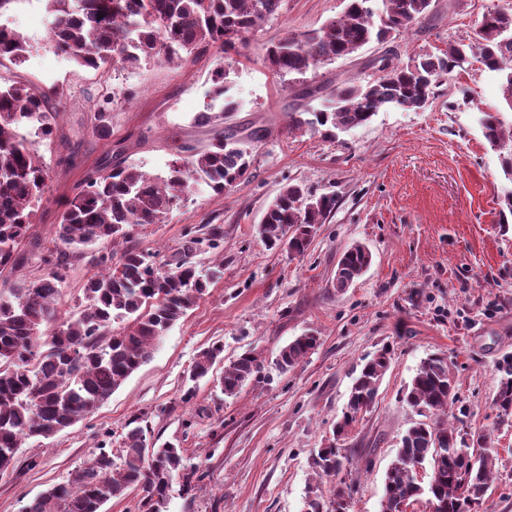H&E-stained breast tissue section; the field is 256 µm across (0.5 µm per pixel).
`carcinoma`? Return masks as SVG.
<instances>
[{"mask_svg": "<svg viewBox=\"0 0 512 512\" xmlns=\"http://www.w3.org/2000/svg\"><path fill=\"white\" fill-rule=\"evenodd\" d=\"M281 0H46L50 38L70 62L92 69L112 65L133 69L141 60L160 57L179 63L185 56L215 47L227 53L277 14ZM432 0H348L345 11L318 31L287 36L268 46L265 61L291 82L337 59L349 58L371 42L383 43L408 30L429 11ZM26 38L0 28V66L20 62ZM469 53L489 71L512 62V13H485L474 41L450 43L439 53H422L406 64L382 63V75L365 84H338L328 92L307 85L301 104L288 113V130L309 131L325 140L369 123L383 108L420 109L434 88ZM224 73L213 78V95L224 101L220 112H199L196 126L209 128L205 144L180 147L165 174H150L120 161L91 176L67 204L56 227L62 248L44 260L36 278L24 277L0 289V467H15L23 441L48 438L92 416L101 404L146 363L150 350L204 295L211 276L198 274L190 261L199 241L182 247L181 258L167 268L148 261L130 239L134 224H159L196 188L215 193L235 187L250 167L249 144L271 129L224 125L237 110L228 95ZM323 99L321 106L311 101ZM61 101L53 90L15 81L0 85V276L11 277L28 263L24 246L35 203L42 196L49 169L40 147L53 139ZM484 139L499 150L505 175L512 177V121L484 112ZM336 206L332 195L317 196L301 182H290L265 209L260 231L272 248L302 255L318 225ZM127 243L119 257L117 244ZM83 262L97 269L88 277L78 312L65 316L58 308L72 267ZM372 263L362 244L346 248L337 263L333 286L343 292ZM120 322L122 326L115 327ZM309 332L283 346L275 365L287 372L319 346ZM223 352L214 344L202 350L188 372L198 384L212 374ZM392 363V350L382 347L361 367L351 387L333 439L319 449L312 468L336 481L329 500L316 497L308 512H349L353 485L340 478L349 457L340 442L356 428L373 405ZM264 360L249 350L215 380L224 395H237L260 375ZM498 385L492 399L497 417L512 419V354L496 364ZM456 376L442 354L423 359L407 385L405 400L420 416L398 442L386 471L381 512H399L402 504L432 500L438 512H477L493 481L494 449L481 428L470 429V442L448 420L457 401ZM138 415L130 418L120 453L103 447L74 477L48 486L24 512H104L113 499L142 490L139 512H161L175 478L192 489L199 468L187 465L173 442L156 446Z\"/></svg>", "mask_w": 512, "mask_h": 512, "instance_id": "carcinoma-1", "label": "carcinoma"}]
</instances>
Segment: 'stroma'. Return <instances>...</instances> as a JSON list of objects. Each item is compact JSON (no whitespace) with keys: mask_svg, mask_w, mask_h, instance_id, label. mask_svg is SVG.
<instances>
[{"mask_svg":"<svg viewBox=\"0 0 512 512\" xmlns=\"http://www.w3.org/2000/svg\"><path fill=\"white\" fill-rule=\"evenodd\" d=\"M346 0H283L236 53L213 49L179 65L154 59L132 70L79 67L55 51L43 0H20L8 13L29 48L21 64L0 67V83L56 88L64 114L43 154L49 178L35 208L32 262L55 248V226L68 197L88 176L125 158L147 172L166 171L171 145L206 141L192 118L211 101V76L224 70L239 108L229 125H264L272 134L252 144L244 182L214 193L201 188L160 224H136L133 244L168 261L188 238L201 245L199 268L221 266L205 294L153 348L147 362L87 419L49 438H31L14 470L0 473V512H23L49 485L67 481L99 444L118 448L125 425L140 416L152 440L175 442L204 477L194 490L174 483L165 512H302L306 499L328 494L312 458L325 447L346 406L364 358L393 351L374 407L345 446L356 485L349 512H380L385 473L397 443L417 419L404 393L421 360L433 353L454 364L460 400L449 414L492 432L498 451L494 481L478 512H512V422L491 408L494 364L512 354V221L500 223L499 201L512 190L499 153L484 139L480 112L512 115L502 97L505 72L476 60L455 69L426 108L384 109L366 125L328 141L289 132L288 113L302 84L268 68L265 49L291 34L320 28ZM512 11V0H432L408 32L307 73L327 88L377 78L373 60L414 55L473 40L484 13ZM105 133H97L98 125ZM301 182L332 194L336 207L302 255L270 248L258 226L279 189ZM224 229L219 249L206 243ZM366 245L368 272L346 291L333 286L336 264L350 245ZM314 331L320 345L292 370L274 365L281 347ZM224 348L214 366L249 350L264 369L233 397L200 382L193 398L185 379L199 352Z\"/></svg>","mask_w":512,"mask_h":512,"instance_id":"obj_1","label":"stroma"}]
</instances>
